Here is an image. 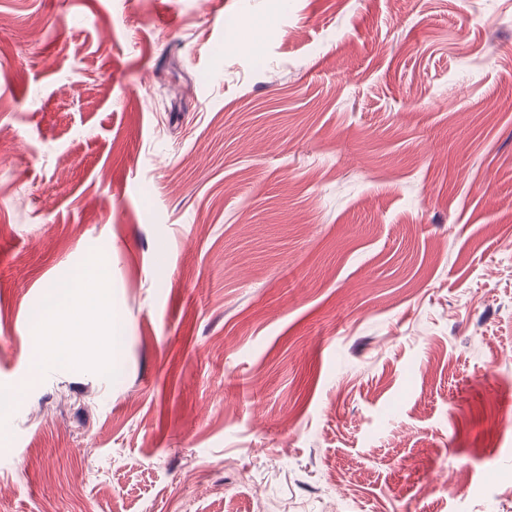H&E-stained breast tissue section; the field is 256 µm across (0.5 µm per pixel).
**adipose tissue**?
Segmentation results:
<instances>
[{
  "instance_id": "1",
  "label": "adipose tissue",
  "mask_w": 512,
  "mask_h": 512,
  "mask_svg": "<svg viewBox=\"0 0 512 512\" xmlns=\"http://www.w3.org/2000/svg\"><path fill=\"white\" fill-rule=\"evenodd\" d=\"M87 290L82 307L72 306L67 297L68 284L56 285L40 316L31 324V334L37 342L34 352L30 382H37L46 362L70 363L73 354L89 338L84 326L85 316H95L104 324H112L113 313L99 290L108 281V268L102 260H94L80 275Z\"/></svg>"
}]
</instances>
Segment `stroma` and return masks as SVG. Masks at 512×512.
Wrapping results in <instances>:
<instances>
[{"label": "stroma", "instance_id": "35a3bbf8", "mask_svg": "<svg viewBox=\"0 0 512 512\" xmlns=\"http://www.w3.org/2000/svg\"><path fill=\"white\" fill-rule=\"evenodd\" d=\"M11 393L0 512H512V0H0ZM79 277L85 282L84 288H90L84 294L82 307H74L68 302L67 291L74 288L71 283L56 284L52 287L55 289L50 293L42 313L32 321L31 335L37 346L32 358L29 382L35 383L39 380L48 361L56 364L70 363L73 354L91 337L83 322L86 315H93L109 326L110 336L106 337L112 347V308L96 289L105 288L108 281L107 265L101 259H96ZM46 319L50 323L47 331L44 330ZM57 324L62 325L63 335L50 336L51 330Z\"/></svg>", "mask_w": 512, "mask_h": 512}]
</instances>
